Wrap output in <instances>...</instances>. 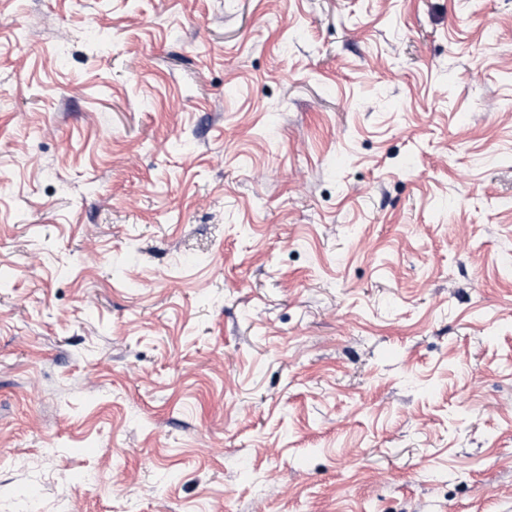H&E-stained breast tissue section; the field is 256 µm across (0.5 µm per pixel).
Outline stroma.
<instances>
[{"instance_id": "35a3bbf8", "label": "stroma", "mask_w": 512, "mask_h": 512, "mask_svg": "<svg viewBox=\"0 0 512 512\" xmlns=\"http://www.w3.org/2000/svg\"><path fill=\"white\" fill-rule=\"evenodd\" d=\"M512 512V0H0V512Z\"/></svg>"}]
</instances>
